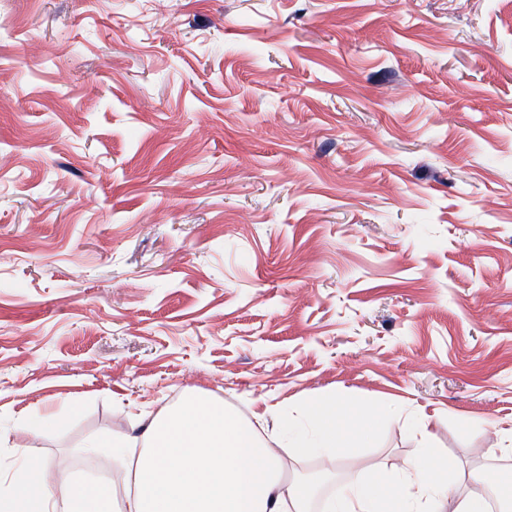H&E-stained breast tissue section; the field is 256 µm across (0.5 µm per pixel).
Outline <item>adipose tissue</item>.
Masks as SVG:
<instances>
[{
	"label": "adipose tissue",
	"mask_w": 512,
	"mask_h": 512,
	"mask_svg": "<svg viewBox=\"0 0 512 512\" xmlns=\"http://www.w3.org/2000/svg\"><path fill=\"white\" fill-rule=\"evenodd\" d=\"M383 416L366 404L305 394L294 413L277 425L287 445L327 461L367 447ZM93 448L116 454L111 478L79 481L59 467L54 483L41 475L39 458L0 471V512H310V499L285 477L280 452L253 424L222 403L189 397L175 409L149 418L136 436L102 437ZM451 465L423 444L400 470L394 486L351 478L327 512H488L494 480L477 474L468 492L448 487Z\"/></svg>",
	"instance_id": "1"
}]
</instances>
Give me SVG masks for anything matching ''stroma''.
<instances>
[{
	"mask_svg": "<svg viewBox=\"0 0 512 512\" xmlns=\"http://www.w3.org/2000/svg\"><path fill=\"white\" fill-rule=\"evenodd\" d=\"M307 392L512 494V0H0V463Z\"/></svg>",
	"mask_w": 512,
	"mask_h": 512,
	"instance_id": "obj_1",
	"label": "stroma"
}]
</instances>
